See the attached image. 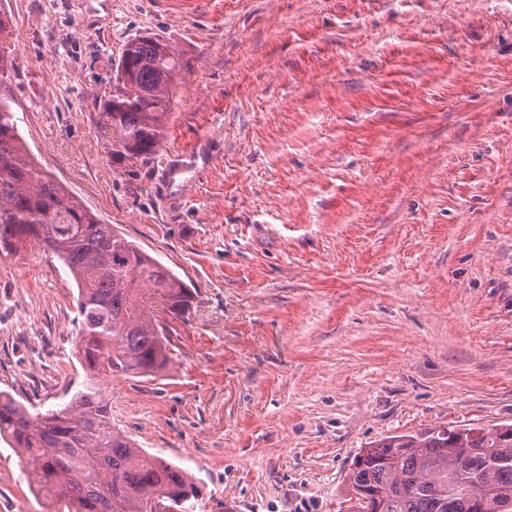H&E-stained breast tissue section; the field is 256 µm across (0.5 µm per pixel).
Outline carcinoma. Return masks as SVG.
Returning <instances> with one entry per match:
<instances>
[{"instance_id": "cac0c4a2", "label": "carcinoma", "mask_w": 512, "mask_h": 512, "mask_svg": "<svg viewBox=\"0 0 512 512\" xmlns=\"http://www.w3.org/2000/svg\"><path fill=\"white\" fill-rule=\"evenodd\" d=\"M10 24L0 15V76ZM186 64L166 41L140 37L122 50L118 96L101 99L111 153L156 152ZM36 244L56 256L78 288L77 353L83 388L66 406L31 413L0 392V438L34 464L33 482L67 512H190L200 488L183 468L135 446L112 427L102 381L152 376L171 360V322H185L194 291L112 230L23 152L11 106L0 101V247ZM346 473L379 512H512V423L390 436L361 451ZM467 487L468 499L456 494Z\"/></svg>"}]
</instances>
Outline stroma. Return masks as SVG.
Masks as SVG:
<instances>
[{
	"label": "stroma",
	"instance_id": "obj_1",
	"mask_svg": "<svg viewBox=\"0 0 512 512\" xmlns=\"http://www.w3.org/2000/svg\"><path fill=\"white\" fill-rule=\"evenodd\" d=\"M36 165L197 291L174 361L112 423L188 470L194 512H344L382 438L512 422V0H0ZM190 70L150 159L112 156L125 45ZM77 286L0 249V392L84 379ZM0 441V506L60 512Z\"/></svg>",
	"mask_w": 512,
	"mask_h": 512
}]
</instances>
